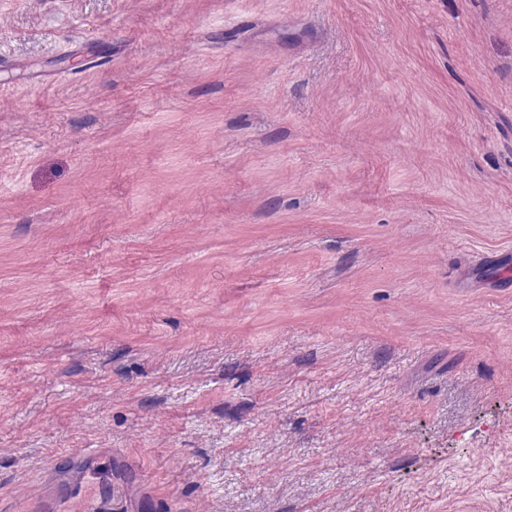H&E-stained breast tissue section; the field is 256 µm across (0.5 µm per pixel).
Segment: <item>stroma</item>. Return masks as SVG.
Here are the masks:
<instances>
[{
    "label": "stroma",
    "instance_id": "1",
    "mask_svg": "<svg viewBox=\"0 0 512 512\" xmlns=\"http://www.w3.org/2000/svg\"><path fill=\"white\" fill-rule=\"evenodd\" d=\"M0 512H512V0H0Z\"/></svg>",
    "mask_w": 512,
    "mask_h": 512
}]
</instances>
